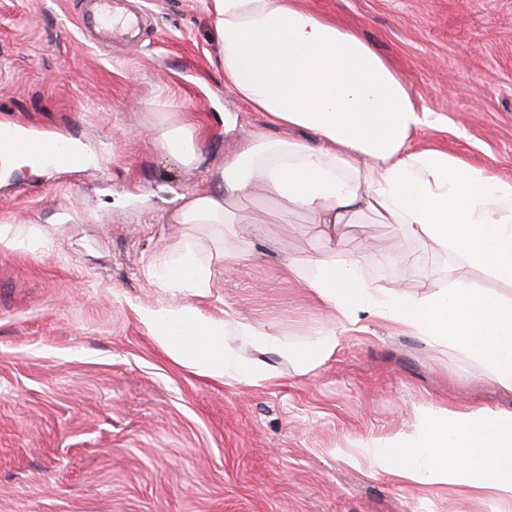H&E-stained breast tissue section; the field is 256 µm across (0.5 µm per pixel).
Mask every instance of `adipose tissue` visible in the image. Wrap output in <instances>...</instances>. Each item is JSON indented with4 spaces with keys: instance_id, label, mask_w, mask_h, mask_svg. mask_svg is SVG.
I'll use <instances>...</instances> for the list:
<instances>
[{
    "instance_id": "adipose-tissue-1",
    "label": "adipose tissue",
    "mask_w": 512,
    "mask_h": 512,
    "mask_svg": "<svg viewBox=\"0 0 512 512\" xmlns=\"http://www.w3.org/2000/svg\"><path fill=\"white\" fill-rule=\"evenodd\" d=\"M209 10L225 87L297 135L247 132L212 171L210 191L182 196L174 223L209 226L213 246L203 250L190 237L153 265L166 300L140 308V322L176 364L256 387L280 376L266 351L294 357L307 374L334 353L342 334L375 319L465 351L492 383L512 390V300L463 284L422 296L378 287L369 270L383 256L374 250L340 262L326 255L286 260L289 278L304 283L332 318L298 354L274 328H258L229 308L217 317L192 305L210 294L246 199L301 210L331 242L343 224H391L400 242L452 249L470 267L512 283V181L416 147L432 113L372 45L299 0H210ZM156 144L187 167L200 161L189 128H161ZM352 461L403 485L449 487L512 507V420L485 409L429 413L418 436L363 445Z\"/></svg>"
}]
</instances>
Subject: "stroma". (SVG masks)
<instances>
[{
  "instance_id": "stroma-1",
  "label": "stroma",
  "mask_w": 512,
  "mask_h": 512,
  "mask_svg": "<svg viewBox=\"0 0 512 512\" xmlns=\"http://www.w3.org/2000/svg\"><path fill=\"white\" fill-rule=\"evenodd\" d=\"M370 42L439 118L417 136L512 180V0H303ZM138 40L84 39L80 0H0V126L95 151L72 180L0 164V225L53 227L40 248L0 245V512H495L483 498L367 475L350 454L416 434L427 409L512 415V391L465 352L366 320L313 373L250 387L175 364L139 320L163 295L153 264L183 241L175 197L210 190L240 132L264 124L224 85L207 0H127ZM238 117L236 131L224 115ZM194 129L198 167L158 151ZM259 225L217 273L206 313L232 307L303 349L327 324L286 257L342 261L384 245L375 282L429 294L512 284L387 224H346L335 245Z\"/></svg>"
}]
</instances>
